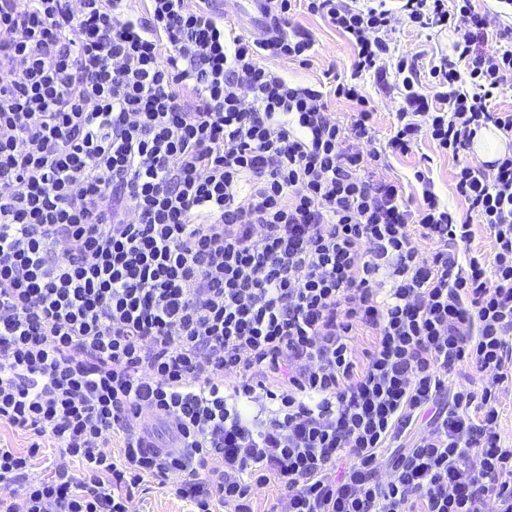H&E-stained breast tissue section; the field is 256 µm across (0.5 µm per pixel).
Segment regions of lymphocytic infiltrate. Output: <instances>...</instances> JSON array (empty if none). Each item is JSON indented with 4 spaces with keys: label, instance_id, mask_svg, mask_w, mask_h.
<instances>
[{
    "label": "lymphocytic infiltrate",
    "instance_id": "obj_1",
    "mask_svg": "<svg viewBox=\"0 0 512 512\" xmlns=\"http://www.w3.org/2000/svg\"><path fill=\"white\" fill-rule=\"evenodd\" d=\"M300 1L354 47L350 127L260 63H308V34L258 42L203 0H0V427L30 434L0 439V512H130L148 477L192 512L273 482L269 512H512V152L491 181L459 166L463 218L427 169L374 175L423 138L512 139V46L472 0H401L457 58L424 85L398 61L380 146L361 79L394 11L272 8Z\"/></svg>",
    "mask_w": 512,
    "mask_h": 512
}]
</instances>
